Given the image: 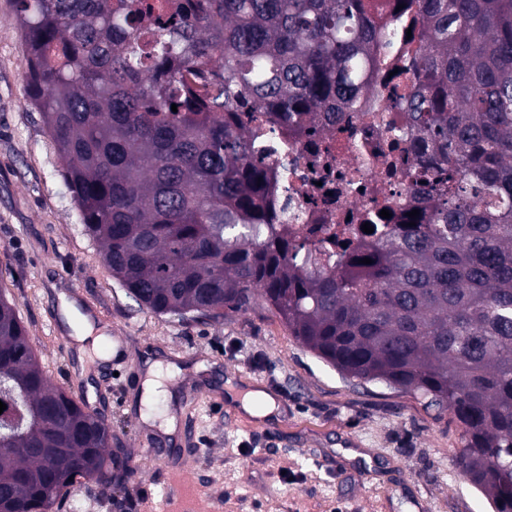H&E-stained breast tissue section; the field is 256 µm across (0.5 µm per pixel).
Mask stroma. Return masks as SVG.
I'll list each match as a JSON object with an SVG mask.
<instances>
[{
  "label": "stroma",
  "mask_w": 512,
  "mask_h": 512,
  "mask_svg": "<svg viewBox=\"0 0 512 512\" xmlns=\"http://www.w3.org/2000/svg\"><path fill=\"white\" fill-rule=\"evenodd\" d=\"M15 0H0V287L24 321L53 384L102 414L118 464L85 479L53 512H157L183 486L180 512H492L455 464L462 427L426 401L380 383L343 377L297 342L266 308L218 322L178 319L139 306L84 231L61 159L26 92ZM77 314L65 318L63 299ZM99 307L95 335L127 339L105 359L76 339L80 316ZM166 363L167 393L143 424L145 361ZM116 376L100 384L103 366ZM277 404L247 414L243 394ZM165 440L168 466L143 444Z\"/></svg>",
  "instance_id": "stroma-1"
}]
</instances>
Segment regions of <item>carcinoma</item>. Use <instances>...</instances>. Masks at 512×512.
I'll return each mask as SVG.
<instances>
[{"label":"carcinoma","mask_w":512,"mask_h":512,"mask_svg":"<svg viewBox=\"0 0 512 512\" xmlns=\"http://www.w3.org/2000/svg\"><path fill=\"white\" fill-rule=\"evenodd\" d=\"M27 95L84 230L137 304L214 320L258 303L340 374L420 396L512 512V0H420L424 223L329 267L268 223L245 112L324 129L364 89L369 0H16ZM177 105V111L171 105ZM0 512H47L112 469V430L50 382L0 289Z\"/></svg>","instance_id":"1"}]
</instances>
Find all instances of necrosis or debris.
I'll use <instances>...</instances> for the list:
<instances>
[{
  "label": "necrosis or debris",
  "mask_w": 512,
  "mask_h": 512,
  "mask_svg": "<svg viewBox=\"0 0 512 512\" xmlns=\"http://www.w3.org/2000/svg\"><path fill=\"white\" fill-rule=\"evenodd\" d=\"M383 37L375 51L370 91L322 132L287 128L269 135L272 116L253 115L251 126L263 136L259 153L279 175L271 193L275 223L286 225L294 246L322 258L357 260L365 247L402 224L417 209L413 182L421 171L414 154L416 130L408 119L402 89L390 72L414 66L392 34L417 15L415 0H376ZM389 210L382 218L381 210ZM371 222L373 233L361 229Z\"/></svg>",
  "instance_id": "4bbe7bcc"
}]
</instances>
